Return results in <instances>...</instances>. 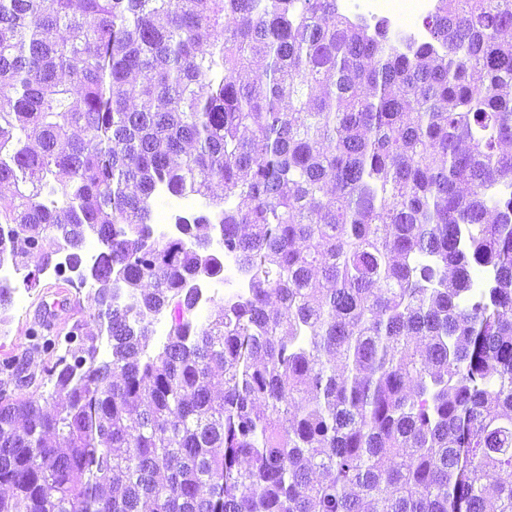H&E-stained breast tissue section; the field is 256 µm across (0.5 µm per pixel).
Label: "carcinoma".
Instances as JSON below:
<instances>
[{"label": "carcinoma", "instance_id": "carcinoma-1", "mask_svg": "<svg viewBox=\"0 0 512 512\" xmlns=\"http://www.w3.org/2000/svg\"><path fill=\"white\" fill-rule=\"evenodd\" d=\"M422 27L0 0V264L74 271L95 235L110 337L29 328L53 388L0 401V512H512V0ZM162 191L214 211L156 237ZM226 254L249 290L199 324Z\"/></svg>", "mask_w": 512, "mask_h": 512}]
</instances>
